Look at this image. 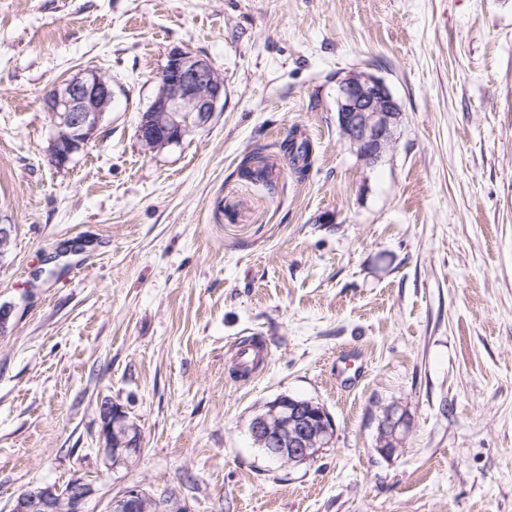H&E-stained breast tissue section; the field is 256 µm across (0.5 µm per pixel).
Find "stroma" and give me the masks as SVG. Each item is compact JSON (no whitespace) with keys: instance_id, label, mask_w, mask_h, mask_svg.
Here are the masks:
<instances>
[{"instance_id":"1","label":"stroma","mask_w":512,"mask_h":512,"mask_svg":"<svg viewBox=\"0 0 512 512\" xmlns=\"http://www.w3.org/2000/svg\"><path fill=\"white\" fill-rule=\"evenodd\" d=\"M176 48L213 63L224 105L149 154ZM357 68L402 109L373 166L336 122ZM85 69L112 107L59 167L42 98ZM0 222V512L74 478L86 512L134 485L171 512H512V0H0ZM248 341L266 369L238 380ZM286 395L336 426L291 467L249 432ZM107 402L140 428L131 467L99 450ZM283 149L288 150V156L292 171L303 176L309 171L311 167V150L306 141L289 140L288 145L284 144ZM406 429V415L396 407L387 409L378 425V451L384 456L394 455L404 443Z\"/></svg>"}]
</instances>
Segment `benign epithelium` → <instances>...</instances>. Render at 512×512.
Wrapping results in <instances>:
<instances>
[{
  "mask_svg": "<svg viewBox=\"0 0 512 512\" xmlns=\"http://www.w3.org/2000/svg\"><path fill=\"white\" fill-rule=\"evenodd\" d=\"M157 92L143 112L138 137L149 152L177 145L191 128L206 123L224 102V78L205 57L182 48L174 49L155 76ZM50 117L49 156L55 165H67L84 150L112 105V83L98 71L84 70L53 86L42 100ZM401 108L385 81L354 69L338 81L337 123L350 150L367 166L379 163L393 149ZM310 402L288 399L270 405V411L251 424L256 444L275 441L288 446L290 459L307 461L329 447L334 425L324 410L315 417ZM100 450L107 465H129L139 455L140 429L118 406L101 410ZM406 415L391 407L378 425L377 447L384 456L402 447ZM95 495L94 485L82 478L71 480L66 490L47 485L20 494L10 512H85ZM158 500L140 486L126 488L107 505V512H158Z\"/></svg>",
  "mask_w": 512,
  "mask_h": 512,
  "instance_id": "1",
  "label": "benign epithelium"
}]
</instances>
